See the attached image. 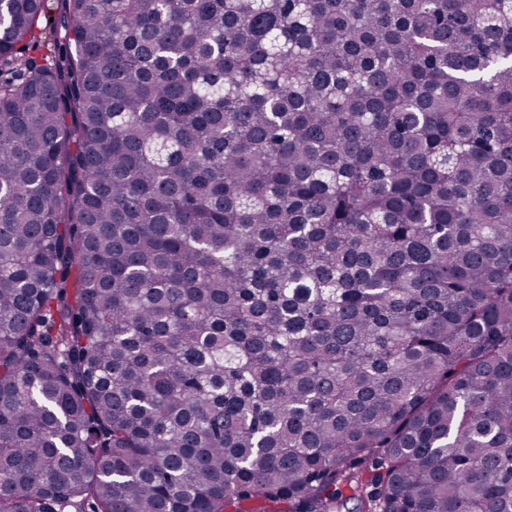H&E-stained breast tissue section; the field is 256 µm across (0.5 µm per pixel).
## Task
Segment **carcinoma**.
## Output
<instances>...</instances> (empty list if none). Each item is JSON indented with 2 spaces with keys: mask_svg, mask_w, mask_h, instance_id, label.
I'll return each instance as SVG.
<instances>
[{
  "mask_svg": "<svg viewBox=\"0 0 512 512\" xmlns=\"http://www.w3.org/2000/svg\"><path fill=\"white\" fill-rule=\"evenodd\" d=\"M56 12L0 5V512H512V0Z\"/></svg>",
  "mask_w": 512,
  "mask_h": 512,
  "instance_id": "carcinoma-1",
  "label": "carcinoma"
}]
</instances>
